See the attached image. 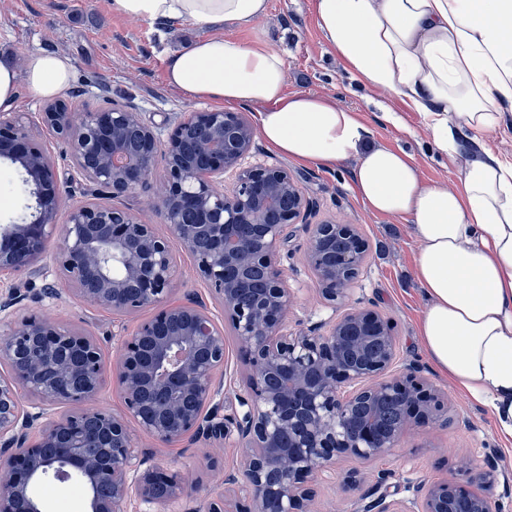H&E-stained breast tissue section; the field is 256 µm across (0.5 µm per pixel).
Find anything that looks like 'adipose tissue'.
Returning a JSON list of instances; mask_svg holds the SVG:
<instances>
[{
    "label": "adipose tissue",
    "instance_id": "adipose-tissue-1",
    "mask_svg": "<svg viewBox=\"0 0 512 512\" xmlns=\"http://www.w3.org/2000/svg\"><path fill=\"white\" fill-rule=\"evenodd\" d=\"M267 8V0H112L128 18L209 27L250 26ZM315 10L350 73L419 112L441 153L456 154L465 134L494 132L502 107L512 106V0H316ZM73 72L58 52L31 54L21 69L0 60V106L22 83L36 98H54ZM285 76L283 56L261 39L209 36L172 52L166 65L172 88L260 107V133L280 154L325 165L355 159L360 198L414 226L424 350L512 437V161L489 153L465 163L457 188L423 187L411 154L371 144L358 113L286 93Z\"/></svg>",
    "mask_w": 512,
    "mask_h": 512
}]
</instances>
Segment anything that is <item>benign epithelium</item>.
<instances>
[{
  "label": "benign epithelium",
  "mask_w": 512,
  "mask_h": 512,
  "mask_svg": "<svg viewBox=\"0 0 512 512\" xmlns=\"http://www.w3.org/2000/svg\"><path fill=\"white\" fill-rule=\"evenodd\" d=\"M41 120L67 143L77 172L114 197L145 187L163 153L155 208L169 235L124 209L94 203L70 206L66 223H56L64 195L53 162L19 116L0 113V158L22 170L34 198L29 216L0 225V274L39 275L52 267L84 302L117 314L155 309L132 334L118 331L121 349L112 371L121 413L94 404L105 381L95 337L44 314L0 331V356L11 367L10 375H0V512H43L32 485L65 484L72 471L85 487V512H127L134 500L162 505L177 498L183 486L176 477L141 470L149 453L136 448L131 420L157 444L185 436L245 444L224 484L244 488L248 504L229 509L220 493L207 512H270L273 503L277 512H312L311 479L333 458H381L412 425L440 422L444 404L414 366L393 370L395 336L373 309L353 305L298 336L285 330L288 227L312 201L287 167L249 162L256 129L245 113L189 112L165 143L126 106L73 112L59 101L44 107ZM187 128L202 131L190 151L182 139ZM226 173L233 176L227 190ZM56 232L63 244L51 254L47 245ZM336 235L351 240L349 250H325L326 239ZM173 239L189 248L196 273L246 348L252 373L229 420L224 382L217 379L226 357L223 328L200 302L167 301L176 268ZM307 261L325 299L334 302L349 296L366 246L353 224H318ZM23 390L68 411L26 410ZM395 396L403 400L396 431L383 433L375 415L352 426L359 406ZM499 475L487 458L477 491L446 482L393 488L381 477L358 512H454L461 497L471 512H502L490 493Z\"/></svg>",
  "instance_id": "benign-epithelium-1"
}]
</instances>
